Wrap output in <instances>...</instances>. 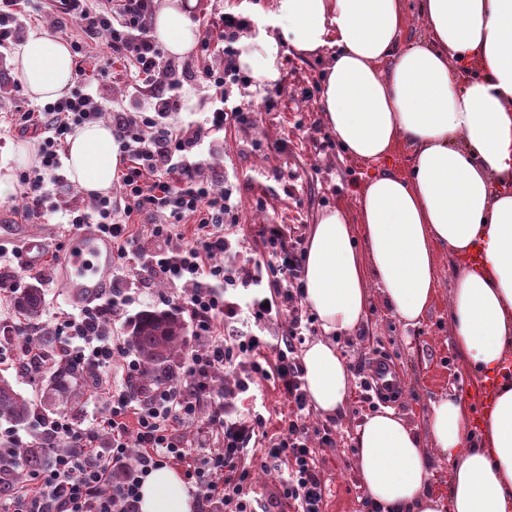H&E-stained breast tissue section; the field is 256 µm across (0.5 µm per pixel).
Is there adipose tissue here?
<instances>
[{"instance_id": "adipose-tissue-1", "label": "adipose tissue", "mask_w": 512, "mask_h": 512, "mask_svg": "<svg viewBox=\"0 0 512 512\" xmlns=\"http://www.w3.org/2000/svg\"><path fill=\"white\" fill-rule=\"evenodd\" d=\"M196 0H160L153 30L175 56L193 47ZM249 26L239 68L265 83L281 78V54L327 55L319 110L350 157L409 152L406 171L382 170L356 193V213L321 211L311 224L302 270L304 304L321 337L303 354L312 409L333 417L353 375L335 342L358 333L371 289L406 325L430 310L437 256L453 262L451 341L474 382L496 378L481 431L469 404L449 393L432 401L418 432L392 407L354 433L358 475L372 512H512V0H421V37L402 41L405 0H243ZM14 64L30 96L53 100L73 80V61L50 31L31 36ZM70 178L87 194L108 193L121 160L112 127L98 122L67 141ZM481 257L471 265V253ZM452 465L446 492L430 489L432 456ZM180 472L153 470L139 512H195Z\"/></svg>"}]
</instances>
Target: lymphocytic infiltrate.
<instances>
[{"label":"lymphocytic infiltrate","mask_w":512,"mask_h":512,"mask_svg":"<svg viewBox=\"0 0 512 512\" xmlns=\"http://www.w3.org/2000/svg\"><path fill=\"white\" fill-rule=\"evenodd\" d=\"M88 35L108 32L113 59L123 61L141 84L149 110L114 111L112 131L126 160L118 196H102L91 211H67L73 228L96 225L109 236L119 266L136 264L142 280L161 275L192 283L180 306L191 324L196 345L181 365L182 379L156 387L147 397L130 384L139 372L136 360L125 359L119 337H106L102 327L109 311L127 305L129 288H113L102 302L67 314L57 332L75 340L71 356L112 372V405L93 417L88 427L66 416L48 420L47 430L80 448L94 451L93 462L62 454L54 466L37 473L27 492L9 504L10 512H139L138 492L144 478L167 463L181 465L199 490L198 512H323L326 484L321 477V446H333V425L309 428L311 408L303 390L300 348L314 335L313 318L303 311L298 285L302 253L297 239L278 225L261 229L264 256L248 254L236 237L238 204L231 192H215L203 170L206 143L225 125L252 122V113L216 105L203 122L167 123L170 113L184 109L182 84L173 79L167 59L150 34L154 0H54ZM244 23L218 16L199 29V47L220 49L222 71L200 72V81L215 89L242 83L233 58ZM86 72L76 68L75 88L67 97L23 112L22 126L43 136L42 174L23 171L19 180L29 207L24 216L41 218L47 192L45 177L62 168L61 145L75 128L96 122L101 110L85 93ZM158 216L148 235H140L135 219ZM192 220L193 235L183 240L181 226ZM179 250H171L175 239ZM273 286L264 295L263 285ZM287 320L288 331L270 341L267 323ZM231 376L223 400H213L218 374ZM273 382L290 406L289 415L271 421L260 384ZM206 421H199L202 403ZM105 448H97L100 435ZM275 472L278 496L253 506L248 497L254 469Z\"/></svg>","instance_id":"obj_1"}]
</instances>
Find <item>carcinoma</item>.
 Listing matches in <instances>:
<instances>
[{"label":"carcinoma","mask_w":512,"mask_h":512,"mask_svg":"<svg viewBox=\"0 0 512 512\" xmlns=\"http://www.w3.org/2000/svg\"><path fill=\"white\" fill-rule=\"evenodd\" d=\"M41 289L32 284L23 289L16 306L28 322L39 319L43 309ZM127 349L140 362L141 369L133 383L136 393H151L157 384L176 377L187 351L186 327L172 310L148 308L138 313L130 324ZM53 356L52 373L47 384V400L56 401L74 420H79L86 403V390L94 377L90 366L61 354L57 338L49 328L27 337ZM35 416V408L15 384L0 377V420L23 425ZM84 454L76 447L52 435L45 434L25 445L0 443V499L8 500L25 485L28 477L50 468L59 454Z\"/></svg>","instance_id":"1"}]
</instances>
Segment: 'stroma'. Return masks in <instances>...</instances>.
Listing matches in <instances>:
<instances>
[{
	"mask_svg": "<svg viewBox=\"0 0 512 512\" xmlns=\"http://www.w3.org/2000/svg\"><path fill=\"white\" fill-rule=\"evenodd\" d=\"M29 33L50 30L63 42L80 41L76 60L89 75H96L105 63H112L113 78L94 84L91 92L104 112L139 106L140 95L134 94L122 74L123 65L113 62L105 35L87 38L74 21L60 18L34 0L24 18ZM14 55L0 53V161L9 160L13 169H35L37 138L34 130L22 129L16 119L21 111L35 104L15 69ZM325 58H301L284 54L282 77L277 86L259 81L225 88L231 103L253 112L249 125L227 126L219 142L207 155L206 173H226V180L216 182V190L231 189L239 203L238 235L250 242L254 253L264 254L266 245L258 234L260 226L281 224L292 237L307 236L318 213L333 206L347 213L355 211V191L369 176V168L350 159L325 130L319 114L320 74ZM275 94L273 108H266L267 94ZM26 201L16 197L0 202V278L17 281L20 287L39 283L46 299L40 325L52 328L59 312L74 311L56 281V257L62 254L70 233L61 224L60 215L68 209H89L88 197L68 175H60L50 185L44 203L51 215L46 219L24 220L19 216ZM33 235L47 236L50 245L41 265L35 269L21 267L17 255L24 242ZM452 266L447 255L438 257V292L423 320L408 327L382 302L372 298L367 321L350 345L340 352L350 369L370 370L375 357L385 359L398 372L401 393L397 397H375L373 404L351 396L344 412L335 417V447L326 449L321 474L329 493L324 512H370L363 501L367 492L356 468L357 452L352 436L356 426L371 406H392L405 415L411 425L424 429L431 400L454 389L467 395L474 386L463 367L451 340L448 326V291L452 285ZM124 288L140 289L115 318L107 320L108 336H126L127 323L141 310L166 308L178 292L163 278L140 281L135 271L120 276Z\"/></svg>",
	"mask_w": 512,
	"mask_h": 512,
	"instance_id": "obj_1",
	"label": "stroma"
}]
</instances>
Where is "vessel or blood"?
I'll use <instances>...</instances> for the list:
<instances>
[{
	"label": "vessel or blood",
	"mask_w": 512,
	"mask_h": 512,
	"mask_svg": "<svg viewBox=\"0 0 512 512\" xmlns=\"http://www.w3.org/2000/svg\"><path fill=\"white\" fill-rule=\"evenodd\" d=\"M112 274L111 238L88 224L72 233L58 268L70 300L77 304L95 301L111 283Z\"/></svg>",
	"instance_id": "obj_1"
}]
</instances>
